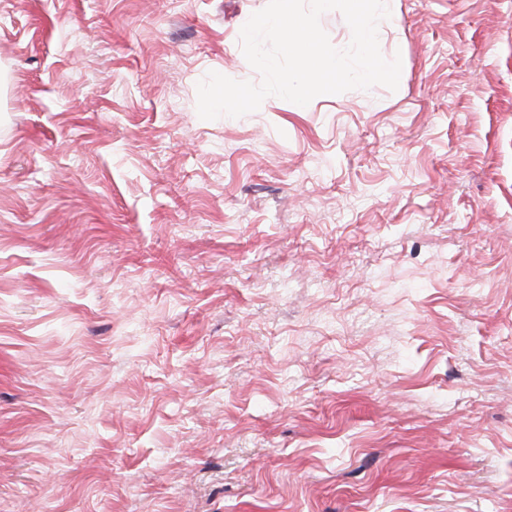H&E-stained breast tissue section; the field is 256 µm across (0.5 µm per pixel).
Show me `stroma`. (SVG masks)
Here are the masks:
<instances>
[{
	"label": "stroma",
	"mask_w": 512,
	"mask_h": 512,
	"mask_svg": "<svg viewBox=\"0 0 512 512\" xmlns=\"http://www.w3.org/2000/svg\"><path fill=\"white\" fill-rule=\"evenodd\" d=\"M267 2L0 0V512H512V0L201 119Z\"/></svg>",
	"instance_id": "stroma-1"
}]
</instances>
